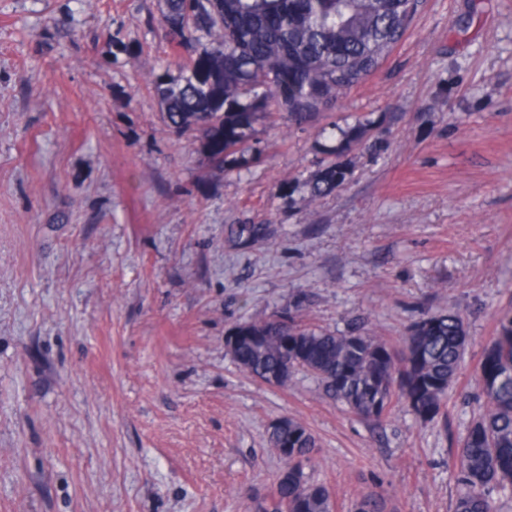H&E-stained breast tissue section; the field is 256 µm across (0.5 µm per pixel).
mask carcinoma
Wrapping results in <instances>:
<instances>
[{
    "label": "carcinoma",
    "mask_w": 512,
    "mask_h": 512,
    "mask_svg": "<svg viewBox=\"0 0 512 512\" xmlns=\"http://www.w3.org/2000/svg\"><path fill=\"white\" fill-rule=\"evenodd\" d=\"M418 6L419 0H165L171 43L191 48L210 38L179 63L178 74L154 82L165 126L179 135L199 133L217 170L247 171L259 160L246 143L260 121L286 112L302 125L326 110L379 68ZM288 74L292 84L281 104L272 76ZM372 126L358 117L340 130L335 159L303 183L308 201L343 183L342 156L357 147L376 149ZM469 340L454 310L415 322L397 348L365 327L339 333L304 323L296 311H277L239 324L225 344L237 368L266 385L285 387L302 372L326 397L381 425L396 402L420 422L444 417ZM478 380L481 402L453 451L460 485L454 512H498L497 500L512 499L511 308L498 317ZM282 421L268 426L266 443L285 467L259 512H338L333 492L305 475L316 437L294 418ZM385 509L384 497L374 493L355 502L351 512Z\"/></svg>",
    "instance_id": "carcinoma-1"
}]
</instances>
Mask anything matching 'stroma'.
<instances>
[{
  "mask_svg": "<svg viewBox=\"0 0 512 512\" xmlns=\"http://www.w3.org/2000/svg\"><path fill=\"white\" fill-rule=\"evenodd\" d=\"M185 55L161 0H0V512H256L282 416L315 435L306 474L340 512L372 491L386 512H452L450 448L512 307V0H422L331 108L259 124L240 173L162 122L153 80ZM358 115L379 149L308 202L298 184ZM294 308L393 347L458 311L447 426L398 403L376 428L312 380L240 371L226 336Z\"/></svg>",
  "mask_w": 512,
  "mask_h": 512,
  "instance_id": "obj_1",
  "label": "stroma"
}]
</instances>
